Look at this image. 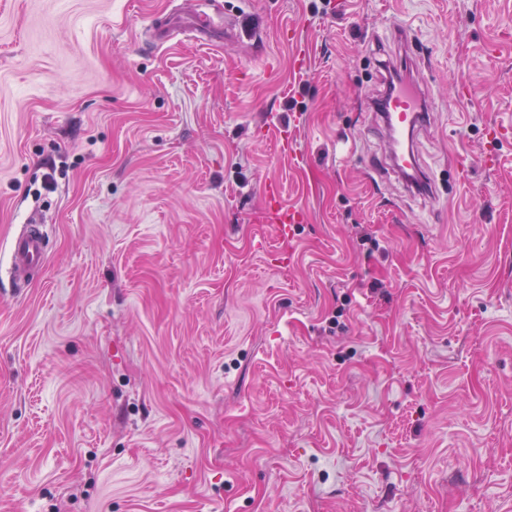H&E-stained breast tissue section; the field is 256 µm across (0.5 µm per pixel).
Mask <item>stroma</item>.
Wrapping results in <instances>:
<instances>
[{"label":"stroma","mask_w":512,"mask_h":512,"mask_svg":"<svg viewBox=\"0 0 512 512\" xmlns=\"http://www.w3.org/2000/svg\"><path fill=\"white\" fill-rule=\"evenodd\" d=\"M182 3L0 0V512H512V0H210L234 36L156 46ZM383 60L435 198L365 176ZM280 191L279 187L274 182H269L265 188V199L269 206L279 207ZM281 220L278 226L281 236H287L293 230V224H299L303 221V215L295 210H281ZM48 235L44 224H26L12 237L9 279L16 288H26L34 275L42 272L47 258Z\"/></svg>","instance_id":"1"}]
</instances>
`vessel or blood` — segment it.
Segmentation results:
<instances>
[{"mask_svg":"<svg viewBox=\"0 0 512 512\" xmlns=\"http://www.w3.org/2000/svg\"><path fill=\"white\" fill-rule=\"evenodd\" d=\"M183 29L204 39L222 34L224 23L197 9L192 11ZM427 98L424 85L401 84L385 89L373 105L375 119L386 132L390 170L411 177L424 191L432 190L433 182L427 163L414 147V138L428 118ZM48 235L45 225L28 224L12 237L9 279L15 287H27L34 275L42 272Z\"/></svg>","mask_w":512,"mask_h":512,"instance_id":"obj_1","label":"vessel or blood"}]
</instances>
